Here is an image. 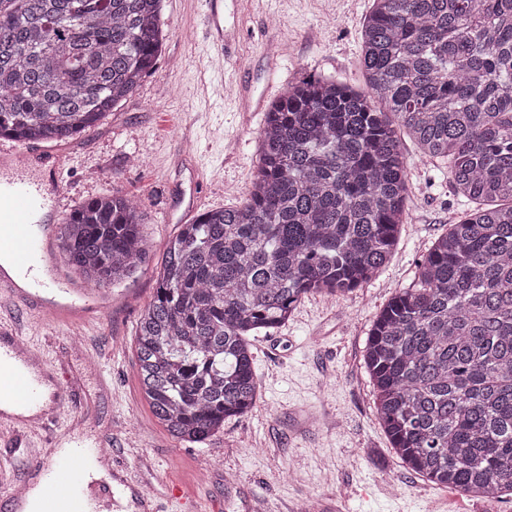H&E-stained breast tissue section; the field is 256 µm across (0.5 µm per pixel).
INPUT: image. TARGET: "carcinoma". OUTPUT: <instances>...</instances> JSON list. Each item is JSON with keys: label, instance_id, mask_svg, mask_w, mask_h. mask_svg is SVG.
<instances>
[{"label": "carcinoma", "instance_id": "carcinoma-1", "mask_svg": "<svg viewBox=\"0 0 512 512\" xmlns=\"http://www.w3.org/2000/svg\"><path fill=\"white\" fill-rule=\"evenodd\" d=\"M512 0H372L367 87L309 77L265 112L239 206L184 224L136 332L150 408L203 443L249 412L250 336L302 297L344 296L390 258L406 221L403 130L450 162L475 204L368 331L376 413L402 466L479 498L512 497ZM163 0H0V138L58 142L133 94L168 33ZM138 204L117 190L62 225L64 261L99 286L144 265Z\"/></svg>", "mask_w": 512, "mask_h": 512}]
</instances>
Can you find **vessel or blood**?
Returning <instances> with one entry per match:
<instances>
[{
  "label": "vessel or blood",
  "mask_w": 512,
  "mask_h": 512,
  "mask_svg": "<svg viewBox=\"0 0 512 512\" xmlns=\"http://www.w3.org/2000/svg\"><path fill=\"white\" fill-rule=\"evenodd\" d=\"M221 0H206V33L221 51H229L237 39V26H225ZM59 194L43 192L22 178L0 177V251L11 253L14 275L0 273V296L35 307L46 319L60 322L87 317L99 310L96 291L74 286L58 273L53 240L59 230ZM36 356L23 337L0 321V402L34 401L40 396L41 378L28 371ZM46 416L21 419L0 410V427L29 431L46 424ZM118 485L129 488L139 512H159L151 492L132 484L127 472L115 471ZM39 512H90L83 492V475L74 461L60 463L39 489Z\"/></svg>",
  "instance_id": "obj_1"
}]
</instances>
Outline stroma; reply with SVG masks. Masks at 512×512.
Returning <instances> with one entry per match:
<instances>
[{"label":"stroma","instance_id":"obj_1","mask_svg":"<svg viewBox=\"0 0 512 512\" xmlns=\"http://www.w3.org/2000/svg\"><path fill=\"white\" fill-rule=\"evenodd\" d=\"M370 8L371 0H223L224 22L239 24L241 39L218 71V50L203 33L205 0H164L168 37L136 92L93 129L47 143L69 159L62 215L112 188L133 196L145 212L150 260L113 287L111 306L87 323L49 321L0 301V319L27 337L64 390L53 423L22 437L0 433V491L32 475V449L51 447L61 428L83 417L89 444L106 442L114 463L159 494L164 512L173 487L195 512H289L321 499L343 512H512V500L475 498L403 467L374 409L364 364L369 325L472 207L447 164L422 157L407 137V219L389 261L352 294L306 295L288 322L252 338L259 388L250 412L205 443L185 444L141 392L134 334L167 241L203 212L238 205L251 188L264 115L238 111V85L269 101L310 76L364 88L361 32ZM219 80L220 96L212 92ZM198 181L204 190L193 205Z\"/></svg>","mask_w":512,"mask_h":512}]
</instances>
